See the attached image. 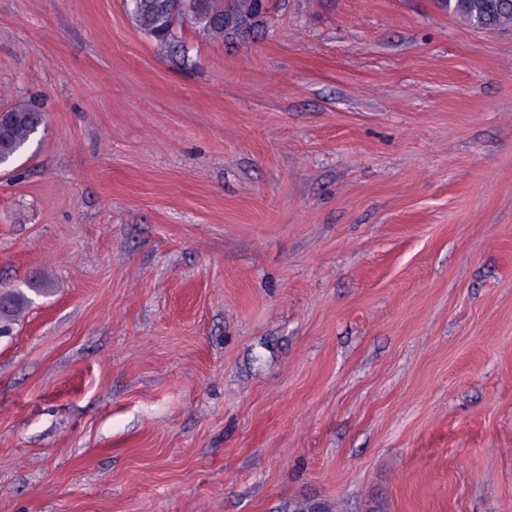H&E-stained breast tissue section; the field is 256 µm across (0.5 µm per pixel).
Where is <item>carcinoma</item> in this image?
Here are the masks:
<instances>
[{"mask_svg": "<svg viewBox=\"0 0 512 512\" xmlns=\"http://www.w3.org/2000/svg\"><path fill=\"white\" fill-rule=\"evenodd\" d=\"M464 24L486 31L512 29V0H439ZM262 0H137L129 11L134 24L147 34L175 65L185 64L183 30L190 26L222 39L239 23H252ZM43 124L35 107L19 103L0 111V150L15 158ZM32 298L22 289H3L0 298V337L10 336L24 317ZM291 512H330V506L310 497L292 504Z\"/></svg>", "mask_w": 512, "mask_h": 512, "instance_id": "cac0c4a2", "label": "carcinoma"}]
</instances>
